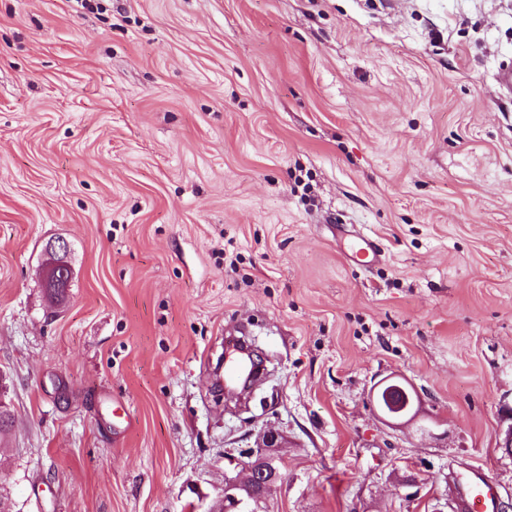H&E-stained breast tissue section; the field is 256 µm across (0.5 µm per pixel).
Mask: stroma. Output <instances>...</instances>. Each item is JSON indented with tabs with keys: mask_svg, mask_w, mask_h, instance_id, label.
Here are the masks:
<instances>
[{
	"mask_svg": "<svg viewBox=\"0 0 512 512\" xmlns=\"http://www.w3.org/2000/svg\"><path fill=\"white\" fill-rule=\"evenodd\" d=\"M506 59L512 0H0L18 512H205L268 428L270 512H455L477 468L512 503ZM241 325L246 405L214 385ZM387 377L414 422L376 414Z\"/></svg>",
	"mask_w": 512,
	"mask_h": 512,
	"instance_id": "stroma-1",
	"label": "stroma"
}]
</instances>
